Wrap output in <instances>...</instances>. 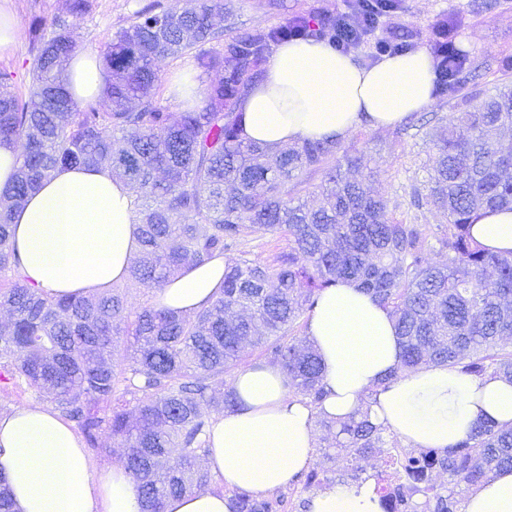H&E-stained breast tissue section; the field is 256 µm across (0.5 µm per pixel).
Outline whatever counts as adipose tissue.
I'll list each match as a JSON object with an SVG mask.
<instances>
[{
  "mask_svg": "<svg viewBox=\"0 0 512 512\" xmlns=\"http://www.w3.org/2000/svg\"><path fill=\"white\" fill-rule=\"evenodd\" d=\"M75 103L97 99L103 64L75 51L66 65ZM434 63L422 49L367 67L317 42L278 46L264 77L243 97L246 139L283 147L305 139L340 138L367 123L388 128L433 102ZM21 274L47 293L88 294L123 280L136 253L133 194L105 167L59 168L12 215ZM475 238L512 251V210L481 212ZM228 261L217 256L169 279L161 307L190 315L213 300ZM305 334L322 367L321 409L292 395L274 366H248L233 379L238 405L216 416L204 464L221 488L194 490L167 502L165 512H232L230 490L268 495L285 487L314 458L316 415L342 420L368 408L412 448H451L474 425L512 428V380L476 377L428 365L401 372L400 339L389 309L356 283L325 290ZM0 474L15 512H141V495L123 466L99 467L79 435L55 411L21 404L0 415ZM310 512H381L373 481L331 485ZM465 512H512V469L478 484Z\"/></svg>",
  "mask_w": 512,
  "mask_h": 512,
  "instance_id": "obj_1",
  "label": "adipose tissue"
}]
</instances>
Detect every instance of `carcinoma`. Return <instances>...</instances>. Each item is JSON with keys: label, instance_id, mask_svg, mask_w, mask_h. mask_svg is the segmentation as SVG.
<instances>
[{"label": "carcinoma", "instance_id": "carcinoma-1", "mask_svg": "<svg viewBox=\"0 0 512 512\" xmlns=\"http://www.w3.org/2000/svg\"><path fill=\"white\" fill-rule=\"evenodd\" d=\"M224 0H175L159 12L134 13L103 52L101 97L76 104L66 90L75 51L68 24L41 21L27 100L0 71V141L23 143L14 183L0 191V371L22 378L75 422L85 446L100 434L120 441L123 466L136 482L142 512L209 484L199 461L215 416L237 406L224 376L248 346L288 376L291 389L319 408L325 398L319 358L300 329L322 292L351 280L390 310L401 340V369L441 364L477 377L512 378V252L478 242L482 210L512 208V152L496 141L512 135V87L461 112L431 135L430 173L408 192L414 219L437 209L448 223L398 221L364 182L344 178L359 165L339 139L274 148L243 137L242 98L258 80L272 47L290 41L288 25L224 38L214 23ZM332 18H304L301 41L330 44ZM192 55L218 78L203 89L204 106L173 115L155 100L156 63ZM59 166H105L133 192L137 258L126 281L103 294L51 295L19 275L21 258L10 219L27 195ZM321 173L322 201L309 207L291 189ZM263 231L288 238V250L261 262L241 251L224 270L209 306L182 315L156 305L128 310L125 289L161 286ZM432 251L443 256L429 261ZM129 338L128 370L113 363L115 337ZM335 430L321 458L368 459L400 447L369 415L357 412ZM412 512H458L472 487L512 468V429L479 422L453 448L404 454ZM448 475V486L433 473ZM233 512H284L285 496L232 495Z\"/></svg>", "mask_w": 512, "mask_h": 512}]
</instances>
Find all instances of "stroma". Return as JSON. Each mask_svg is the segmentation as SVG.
Segmentation results:
<instances>
[{
	"label": "stroma",
	"instance_id": "obj_1",
	"mask_svg": "<svg viewBox=\"0 0 512 512\" xmlns=\"http://www.w3.org/2000/svg\"><path fill=\"white\" fill-rule=\"evenodd\" d=\"M172 0H93L92 9L81 19H69L67 0H11V8L25 27L24 36L11 52L0 55V70L12 73L11 90L27 99L29 61L35 44L31 25L41 18H68L72 39L77 49L101 53L113 35L127 26L135 11ZM349 0H227L233 15L225 22L228 32L275 27L295 15L310 17L333 14L346 9ZM450 18L457 28L456 45L468 59L487 57L489 70L473 74L463 72L462 94L435 98L429 110L455 117L466 108L464 95L485 98L494 94L502 81L512 79V69L504 71L500 61L512 60V0H400L396 12L383 20L377 35L383 39L405 41L411 48H428L433 30L440 18ZM352 154L361 156L375 177L369 183L374 194L388 202L392 216L407 219L405 192L413 181H425L427 148L424 130L412 127L377 129L363 124L343 140Z\"/></svg>",
	"mask_w": 512,
	"mask_h": 512
}]
</instances>
